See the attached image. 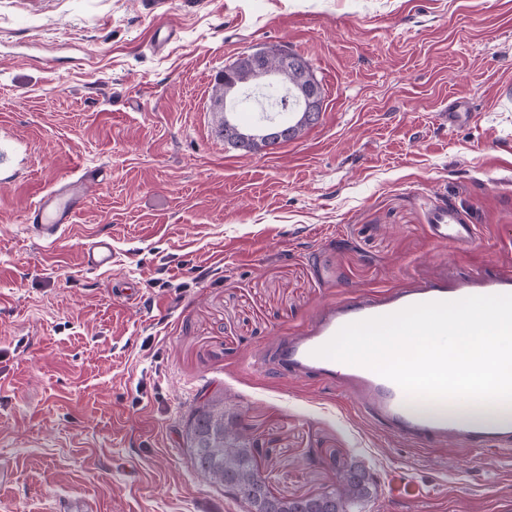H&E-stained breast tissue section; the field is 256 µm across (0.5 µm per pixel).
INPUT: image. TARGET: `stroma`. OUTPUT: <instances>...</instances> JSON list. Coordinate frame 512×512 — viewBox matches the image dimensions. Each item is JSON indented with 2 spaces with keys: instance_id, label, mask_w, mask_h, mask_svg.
Returning <instances> with one entry per match:
<instances>
[{
  "instance_id": "1",
  "label": "stroma",
  "mask_w": 512,
  "mask_h": 512,
  "mask_svg": "<svg viewBox=\"0 0 512 512\" xmlns=\"http://www.w3.org/2000/svg\"><path fill=\"white\" fill-rule=\"evenodd\" d=\"M275 48L310 64L323 111L244 154L217 133L213 85ZM458 98L475 117L452 128ZM0 149V512L73 495L246 512L186 446L214 395L276 496L318 494L355 459L378 490L364 512H512V465L413 449L335 389L252 366L328 302L512 271V0H0ZM88 165L108 178L45 244L25 212ZM442 202L475 225L467 245L429 237ZM92 237L111 238V270L83 266Z\"/></svg>"
}]
</instances>
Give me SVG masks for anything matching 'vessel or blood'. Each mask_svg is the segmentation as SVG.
Returning a JSON list of instances; mask_svg holds the SVG:
<instances>
[{"instance_id":"1","label":"vessel or blood","mask_w":512,"mask_h":512,"mask_svg":"<svg viewBox=\"0 0 512 512\" xmlns=\"http://www.w3.org/2000/svg\"><path fill=\"white\" fill-rule=\"evenodd\" d=\"M103 174L100 167H82L75 177L56 184L30 207L26 220L41 241L52 244L63 237L86 204L85 186L101 181ZM428 232L434 241L455 246L470 242L475 235L473 225L462 223L454 209L443 206L432 211ZM81 254L83 265L91 270L108 269L116 262L112 243L106 238L90 239L83 244ZM497 294H512V274L483 272L453 285L436 277L401 288L361 292L329 303L304 329L278 337L262 351L260 364L289 379L336 387L350 397L358 413L412 447L451 444L479 455L507 451L512 449V423L462 424L416 414L408 407L409 396L393 381L370 368L314 354L316 348L352 322L389 315L419 303Z\"/></svg>"}]
</instances>
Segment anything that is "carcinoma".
I'll return each instance as SVG.
<instances>
[{
  "instance_id": "carcinoma-1",
  "label": "carcinoma",
  "mask_w": 512,
  "mask_h": 512,
  "mask_svg": "<svg viewBox=\"0 0 512 512\" xmlns=\"http://www.w3.org/2000/svg\"><path fill=\"white\" fill-rule=\"evenodd\" d=\"M186 438L196 471L210 482L247 486L243 498L248 512H363L375 496L376 483L361 462L347 464L338 481L319 494L283 499L271 493L258 466L262 449L244 435L235 417L224 414V400L210 398L186 425Z\"/></svg>"
}]
</instances>
